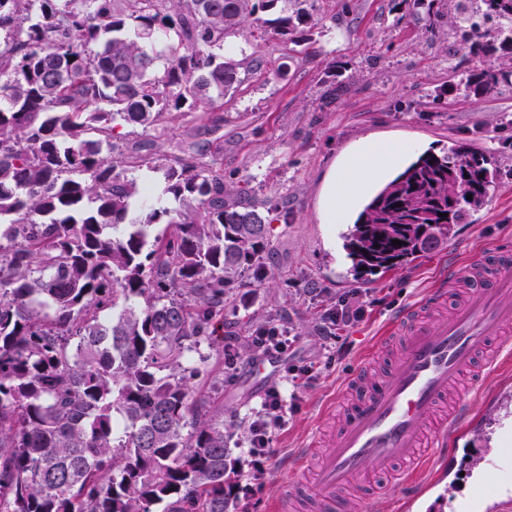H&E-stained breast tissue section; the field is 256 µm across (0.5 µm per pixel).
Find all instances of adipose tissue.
Masks as SVG:
<instances>
[{
    "label": "adipose tissue",
    "instance_id": "ef3b65f1",
    "mask_svg": "<svg viewBox=\"0 0 512 512\" xmlns=\"http://www.w3.org/2000/svg\"><path fill=\"white\" fill-rule=\"evenodd\" d=\"M403 155L401 147L383 150L368 143L346 153L328 185L322 210L324 223L344 221L362 197L402 165Z\"/></svg>",
    "mask_w": 512,
    "mask_h": 512
}]
</instances>
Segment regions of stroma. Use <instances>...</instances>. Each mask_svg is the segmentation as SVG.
<instances>
[{
  "label": "stroma",
  "instance_id": "1",
  "mask_svg": "<svg viewBox=\"0 0 512 512\" xmlns=\"http://www.w3.org/2000/svg\"><path fill=\"white\" fill-rule=\"evenodd\" d=\"M303 35L312 54L290 42L243 31L228 38L243 58H260L261 72L228 94L212 134V151L226 184L248 179L257 198L278 202L269 228L271 260L261 285L238 289L224 305V330L235 334L239 368L225 378L224 346L208 351L209 382L220 385L224 426L234 434L240 464L249 436V411L280 380L274 363L259 356L250 333L275 316L288 322L296 341L288 361L311 367L308 383L296 390L286 429L273 438L269 473L252 496V512H279L288 458L311 438L328 444L336 420L330 411L355 366L378 374L395 356L400 339L390 322L424 290L435 287L448 264L465 267L471 253L492 251L512 241V86L479 97H454L446 88L453 66L475 71L471 57L449 24L427 36L423 21L402 0H315ZM340 62L330 75L331 62ZM495 152L501 175L487 203L469 225H457L461 244L435 250L394 270L354 280L342 249V224L320 221L323 191L335 163L358 143L404 144L442 151L456 142ZM360 290L363 319L340 332L332 349L316 332L321 317L338 300ZM512 408V372L488 375L471 401L474 423L460 446L512 449V427L484 434L489 404Z\"/></svg>",
  "mask_w": 512,
  "mask_h": 512
}]
</instances>
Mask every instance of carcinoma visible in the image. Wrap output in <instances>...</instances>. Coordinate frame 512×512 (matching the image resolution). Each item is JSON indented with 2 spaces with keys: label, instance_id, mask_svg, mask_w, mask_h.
Wrapping results in <instances>:
<instances>
[{
  "label": "carcinoma",
  "instance_id": "obj_1",
  "mask_svg": "<svg viewBox=\"0 0 512 512\" xmlns=\"http://www.w3.org/2000/svg\"><path fill=\"white\" fill-rule=\"evenodd\" d=\"M426 30L443 15L425 0ZM512 83V0H448ZM311 0H0V512H226L239 476L224 406L195 382L224 296L260 281L273 206L230 188L197 134L141 156L117 126L167 134L260 69L252 27L308 52ZM162 175L168 204L132 174ZM495 157L427 150L362 207L342 248L356 279L453 235L497 188ZM472 199H467V195ZM165 225L159 231L156 226ZM398 239L403 245L392 244Z\"/></svg>",
  "mask_w": 512,
  "mask_h": 512
}]
</instances>
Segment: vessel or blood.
<instances>
[{
    "label": "vessel or blood",
    "instance_id": "b4317fda",
    "mask_svg": "<svg viewBox=\"0 0 512 512\" xmlns=\"http://www.w3.org/2000/svg\"><path fill=\"white\" fill-rule=\"evenodd\" d=\"M480 265L470 293L449 316L432 324L423 319L447 300L459 275L454 268L398 314L405 331L400 359L386 376L368 380L357 371L349 377L346 387L358 399L341 411L330 447L313 442L289 459L290 469L309 479L289 485L280 512L299 503L310 512H335L377 465L389 475L399 512H460L452 497L435 493L436 481L456 482L466 451L450 442L469 417V399L483 375L512 358V249L487 254ZM477 476L498 493L495 512H512V455L486 452Z\"/></svg>",
    "mask_w": 512,
    "mask_h": 512
}]
</instances>
